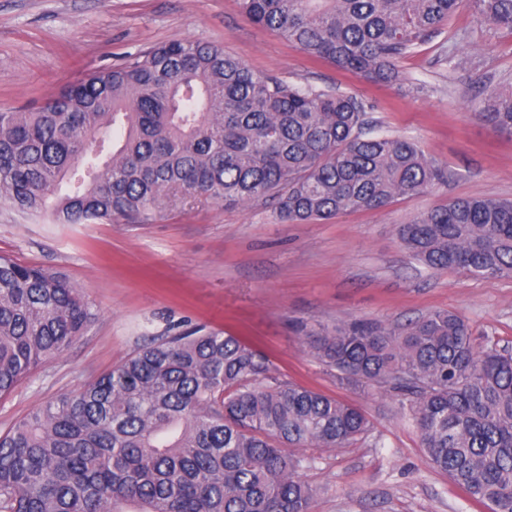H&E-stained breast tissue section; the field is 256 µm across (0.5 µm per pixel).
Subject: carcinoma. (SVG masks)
<instances>
[{
	"label": "carcinoma",
	"instance_id": "cac0c4a2",
	"mask_svg": "<svg viewBox=\"0 0 512 512\" xmlns=\"http://www.w3.org/2000/svg\"><path fill=\"white\" fill-rule=\"evenodd\" d=\"M308 56L376 81L460 9L512 30V0H239ZM512 137V90L481 100ZM343 91L258 74L215 43L175 40L88 74L30 112H0V204L55 224L146 223L167 204L272 199L287 223L423 194L447 172L374 132ZM120 138L102 157L113 130ZM433 270L512 277V200L462 198L399 227ZM66 275L0 254V399L97 319ZM359 385L413 397L429 461L489 512H512V354L476 349L459 315L403 327L344 322L308 337ZM356 407L279 382L259 350L196 328L154 338L77 392L0 433V512H312L290 447L339 448Z\"/></svg>",
	"mask_w": 512,
	"mask_h": 512
}]
</instances>
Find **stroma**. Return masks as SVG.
<instances>
[{
  "instance_id": "stroma-1",
  "label": "stroma",
  "mask_w": 512,
  "mask_h": 512,
  "mask_svg": "<svg viewBox=\"0 0 512 512\" xmlns=\"http://www.w3.org/2000/svg\"><path fill=\"white\" fill-rule=\"evenodd\" d=\"M172 40L216 42L255 72L357 95L377 128L417 142L448 179L312 224L282 223L270 200L176 203L145 224H53L0 207V254L64 273L98 312L67 352L0 400V432L154 337L203 326L256 345L278 380L364 414L368 431L353 443L298 449L313 512H488L429 463L407 396L347 383L307 338L355 318L394 327L449 310L476 348L512 350V278L425 269L397 234L456 198H512V137L476 114L487 92L512 85V31L461 9L399 61V80L373 82L312 60L238 0H0V109L38 108L85 74Z\"/></svg>"
}]
</instances>
